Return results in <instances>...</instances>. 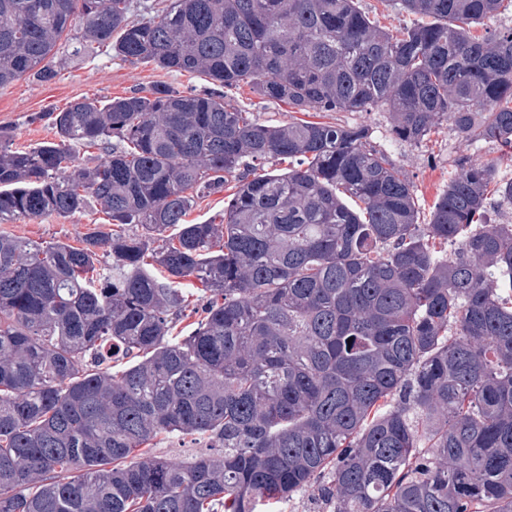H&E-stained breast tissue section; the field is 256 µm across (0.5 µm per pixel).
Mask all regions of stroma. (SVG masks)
Wrapping results in <instances>:
<instances>
[{
	"instance_id": "1",
	"label": "stroma",
	"mask_w": 512,
	"mask_h": 512,
	"mask_svg": "<svg viewBox=\"0 0 512 512\" xmlns=\"http://www.w3.org/2000/svg\"><path fill=\"white\" fill-rule=\"evenodd\" d=\"M54 79L40 82L20 79L0 87V131L10 133L16 147L29 148L55 139L46 112L61 110L69 102L83 97L107 100L134 91H147L157 85L173 89L201 90L208 82L201 74L168 72L150 64H132L102 50L83 60H59ZM225 100L232 106L253 113L260 122L281 124L291 117L286 104L261 98L252 85L243 83L225 89ZM327 121L367 125L376 141L388 149L395 162L411 176L417 190L421 213H429L438 195L455 172L461 154L458 143L449 130L432 135L428 146L417 148L392 140L389 128L391 115L386 109L359 113H327ZM110 231L108 217L96 209L68 217L55 215L33 220L0 223V233L33 241H62L82 246L85 235L92 229Z\"/></svg>"
}]
</instances>
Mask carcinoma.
<instances>
[{"instance_id": "carcinoma-1", "label": "carcinoma", "mask_w": 512, "mask_h": 512, "mask_svg": "<svg viewBox=\"0 0 512 512\" xmlns=\"http://www.w3.org/2000/svg\"><path fill=\"white\" fill-rule=\"evenodd\" d=\"M0 0V86L102 48L212 87L82 98L56 141L0 135V223L100 207L83 246L0 235V512H512V0ZM242 82L298 112L392 114L459 172L416 186L358 123L259 122ZM103 153L91 166L73 147ZM235 192L220 223L186 216ZM141 227L130 235L125 226ZM112 257L100 266L99 250ZM200 317L173 333L188 308ZM205 448L151 456L157 437ZM362 7L370 16L377 15L380 18L381 25L386 26L390 30L406 25L414 19L412 16L398 14L385 6L381 0H360ZM476 153L485 159H492L497 163L501 175L512 177V153H505L494 143L478 145ZM233 183L225 187L224 191L219 193L205 194L203 197L197 199L196 205L191 210L188 220L191 223L208 221L214 219L218 221V215L224 212V199L227 201L228 195L233 193L231 186ZM281 512H328L325 506L318 501L312 491H299L281 506Z\"/></svg>"}]
</instances>
